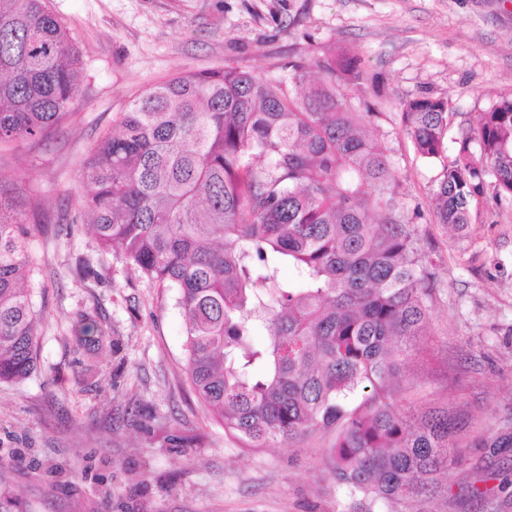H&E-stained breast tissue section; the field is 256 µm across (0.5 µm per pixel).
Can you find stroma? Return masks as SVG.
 Instances as JSON below:
<instances>
[{"instance_id": "obj_1", "label": "stroma", "mask_w": 512, "mask_h": 512, "mask_svg": "<svg viewBox=\"0 0 512 512\" xmlns=\"http://www.w3.org/2000/svg\"><path fill=\"white\" fill-rule=\"evenodd\" d=\"M74 37L80 91L48 143H18L0 189L31 217L37 368L0 384V489L10 512H395L350 498L332 477L333 439L246 448L186 373L176 289L102 250L80 216L81 162L118 113L179 74L243 67L288 81L333 46L362 73L345 91L376 117L399 208L431 275L425 368L407 362L421 414L447 408L459 456L422 512H512V448L476 446L512 424V199L487 190L465 232L436 223L441 160L419 157L401 107L449 97L452 130L512 89V0H49ZM104 331L77 340L84 319Z\"/></svg>"}]
</instances>
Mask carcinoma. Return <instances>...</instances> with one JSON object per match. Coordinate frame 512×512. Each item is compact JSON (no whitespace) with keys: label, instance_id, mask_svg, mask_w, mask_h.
<instances>
[{"label":"carcinoma","instance_id":"obj_1","mask_svg":"<svg viewBox=\"0 0 512 512\" xmlns=\"http://www.w3.org/2000/svg\"><path fill=\"white\" fill-rule=\"evenodd\" d=\"M79 57L48 0H0V146L46 140L73 116ZM348 52L293 65L295 93L246 68L150 88L84 160L99 245L177 289L186 369L224 432L250 448L335 432L333 479L408 512L455 462L448 410L401 412L402 363L422 353L428 273L396 212L395 173L340 86ZM452 103L403 102L402 130L445 152ZM435 222L471 224L488 183L512 199V90L461 130ZM25 211L0 195V383L37 366ZM297 276L285 278L282 265Z\"/></svg>","mask_w":512,"mask_h":512}]
</instances>
